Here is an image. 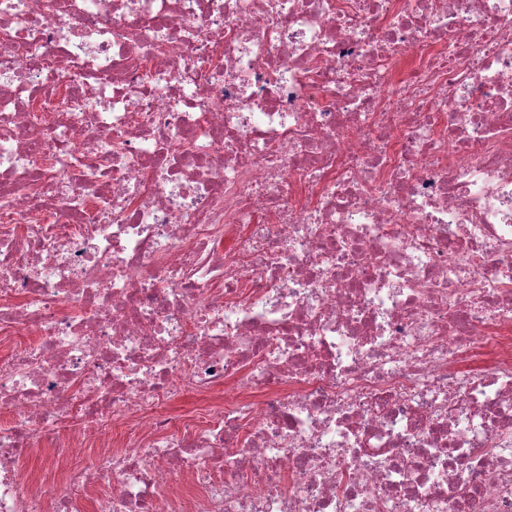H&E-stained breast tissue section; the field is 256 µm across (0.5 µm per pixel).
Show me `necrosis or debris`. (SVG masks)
<instances>
[{
	"instance_id": "1",
	"label": "necrosis or debris",
	"mask_w": 512,
	"mask_h": 512,
	"mask_svg": "<svg viewBox=\"0 0 512 512\" xmlns=\"http://www.w3.org/2000/svg\"><path fill=\"white\" fill-rule=\"evenodd\" d=\"M87 496L512 512V0H0V512Z\"/></svg>"
}]
</instances>
